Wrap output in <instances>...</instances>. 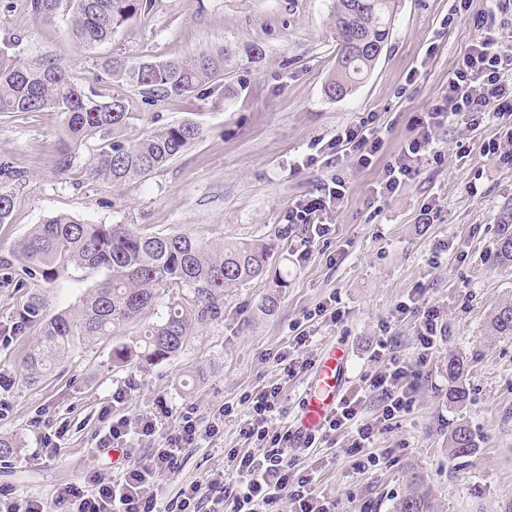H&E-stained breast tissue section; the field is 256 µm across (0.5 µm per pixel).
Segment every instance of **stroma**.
Wrapping results in <instances>:
<instances>
[{
    "mask_svg": "<svg viewBox=\"0 0 512 512\" xmlns=\"http://www.w3.org/2000/svg\"><path fill=\"white\" fill-rule=\"evenodd\" d=\"M395 0L392 35L374 68L356 89L340 99L323 93L336 69L333 0H144L142 9L111 40L84 48L68 19L45 23L0 0V43L18 39L22 57L51 54L82 86L97 85L100 58L189 56L208 47L259 44L262 59L239 57L221 87L208 94L173 97L155 105L127 93L132 114L127 137L184 120L200 123L203 136L150 176L122 186L88 179L89 152L57 174L54 155L62 117L56 112L0 114V160L23 170L8 183L14 208L0 224V254L33 225L68 213L94 224H129L144 233L187 230L205 239L267 240L288 230L276 265L287 271L278 305L270 314L260 306L268 281L229 289L220 314L195 325L179 355L157 366L113 368L112 348L138 336L156 313L125 326L117 335L72 351L38 385H26L23 360L37 343L38 328L12 335L10 317L29 292H39L48 313L74 305L93 286L83 271L47 284L28 279L26 287L0 277V376L13 382L0 394V434H13L21 446L0 458V494L6 500L35 497L54 502L58 491L80 481L92 467L118 474L120 452L98 450V433L108 417H134L150 410L157 397L171 409L158 432L136 439L140 455L161 447L187 409L208 422L223 405L234 412L223 432L188 448L179 472L160 485L163 498L229 469L227 453L253 445L239 433L249 412L242 397L276 381L274 357L288 346L292 325L306 310L341 297L343 322H315L314 336L301 359L320 361L330 345L347 355V387L385 364L372 349L381 322L397 338L396 352L419 375L416 401L390 421L373 444L377 467L358 471L344 451V438L306 452L296 450L298 468L317 467L318 491L336 500V512H394L408 491L411 472L422 473L433 494L434 512H512V336L493 335L490 320L512 299V266L490 261L505 230L504 207L512 206V163L484 155V142L500 127L447 124L436 133L441 159L425 156L413 179L385 205L369 206L371 190L385 164L413 135V123L440 101L465 47L475 41L478 14L502 9L500 35L512 42V5L499 0ZM375 115L384 144L372 166L358 170L336 159L331 145L346 125ZM341 173L348 190L331 215V232L311 239L306 225L292 224L288 212L317 185ZM432 206L430 219L421 210ZM307 250L299 262L295 253ZM444 311L448 332L440 349L419 362L414 319L395 307L411 288ZM464 362L463 406L448 403V359ZM313 370L283 385L273 426L296 424ZM125 388L123 403L112 401ZM476 435L473 455L448 453L456 422ZM63 428L49 458L35 457L43 433Z\"/></svg>",
    "mask_w": 512,
    "mask_h": 512,
    "instance_id": "1",
    "label": "stroma"
}]
</instances>
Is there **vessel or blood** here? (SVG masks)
<instances>
[{"label": "vessel or blood", "mask_w": 512, "mask_h": 512, "mask_svg": "<svg viewBox=\"0 0 512 512\" xmlns=\"http://www.w3.org/2000/svg\"><path fill=\"white\" fill-rule=\"evenodd\" d=\"M347 370L343 352L330 350L318 366L303 401L299 418L301 432L320 427L335 408Z\"/></svg>", "instance_id": "1"}]
</instances>
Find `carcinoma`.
<instances>
[{"label": "carcinoma", "mask_w": 512, "mask_h": 512, "mask_svg": "<svg viewBox=\"0 0 512 512\" xmlns=\"http://www.w3.org/2000/svg\"><path fill=\"white\" fill-rule=\"evenodd\" d=\"M34 16L69 17L74 38L90 48L112 39L131 19L143 0H22ZM391 0H334L336 71L323 91L331 98L349 95L375 66L392 29ZM16 41L0 45V113L52 110L63 116L61 148L56 159L62 174L74 164L82 147L98 142L87 172L94 181L120 186L143 179L181 155L203 136L195 121L161 127L133 139L123 137L131 112L119 93L104 94L74 83L56 61L41 57L23 61ZM263 56L257 44L203 49L190 57L163 60L112 55L99 67L108 81L131 88L152 103L180 97L224 80V67L239 53ZM274 240L213 241L187 231L143 233L129 224H92L70 214H57L35 225L5 256L0 270L18 262L27 275L54 283L71 269L99 274L102 279L77 306L47 315L41 294L31 293L14 313L15 335L38 326L41 338L24 361L25 379L35 384L68 357L75 344H93L116 334L124 325L157 305L158 320L147 324L129 343L112 348V366H155L186 347L194 325L216 317L224 290L269 277L273 287H286V275L272 266ZM493 259L512 266V234L498 240ZM492 332L512 336V300L503 303L490 321ZM464 364L448 359V402L463 404L467 391L461 381ZM477 448L465 423L448 435V453L467 458ZM395 512H431V493L423 475L410 476L408 493Z\"/></svg>", "instance_id": "obj_1"}]
</instances>
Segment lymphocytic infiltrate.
Returning a JSON list of instances; mask_svg holds the SVG:
<instances>
[{
    "label": "lymphocytic infiltrate",
    "mask_w": 512,
    "mask_h": 512,
    "mask_svg": "<svg viewBox=\"0 0 512 512\" xmlns=\"http://www.w3.org/2000/svg\"><path fill=\"white\" fill-rule=\"evenodd\" d=\"M502 26L495 11L481 13L477 27L480 35L461 56L460 63L448 82V89L434 108L419 119L414 137L385 167L382 180L371 193V201L382 204L412 179L414 163L419 157L433 153L434 128L450 122L476 125L512 117V45L501 41ZM336 141L349 145L361 167H369L382 147V136L373 118L345 126ZM347 186L343 178L332 179L323 194L296 208L292 221L309 225L312 235L322 237L330 227L319 214L326 207L341 203ZM397 311L415 319V338L420 358L438 351L446 326L438 305L421 300L419 293L409 294L399 302ZM282 392L280 383L262 387L251 394V407L240 425L241 435L257 445L256 451L240 453L230 450V479L215 477L195 483L166 504L158 502V483L162 477L179 471L183 452L200 447L208 436L218 432L227 412L218 410L208 425H200L192 413L182 415L177 430L167 437L163 447L149 456L131 457L120 475L107 476L89 469L83 480L60 490L56 503L62 512H201L204 502L222 507L223 512H336V501L318 492L317 468L298 470L291 449H311L341 435L348 440V452L357 456L358 470L376 467L379 459L368 447L379 432L381 423L409 412L415 402V374L410 365L398 357H390L380 373L365 377L362 385L347 391L339 399L332 415L311 433L293 431L291 426L273 427ZM375 396L382 407L378 423L361 420L366 395ZM168 414L165 401H157L153 410L134 418L119 417L110 422L98 445L109 448L130 444L140 436L154 434Z\"/></svg>",
    "instance_id": "1"
}]
</instances>
